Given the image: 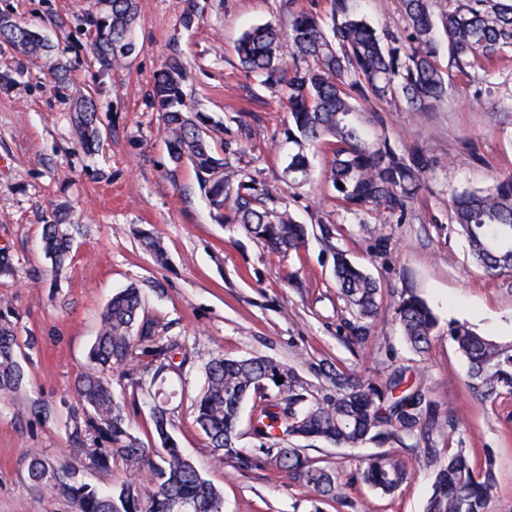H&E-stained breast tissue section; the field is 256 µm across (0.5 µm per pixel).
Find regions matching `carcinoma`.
Here are the masks:
<instances>
[{"label": "carcinoma", "mask_w": 512, "mask_h": 512, "mask_svg": "<svg viewBox=\"0 0 512 512\" xmlns=\"http://www.w3.org/2000/svg\"><path fill=\"white\" fill-rule=\"evenodd\" d=\"M107 10L94 21L92 50L107 70L121 66L137 49L134 27L138 0H106ZM401 22L379 30L357 0H332L326 15L288 9V25L265 23L246 29L236 44L241 66L277 94L288 112L286 136L297 147L284 167L283 182L300 188L310 182L307 147L328 144L332 159L325 179L336 201L349 214L387 211L402 220L419 194L432 163L424 148H394L379 131L381 120L367 115L362 102L373 97L405 102L424 112L444 100L452 75L488 82L512 54V0H399ZM0 40L22 57L41 58L53 50L37 31L0 13ZM447 44L448 68L440 63ZM290 47L284 59L283 44ZM187 65L171 53L156 79L153 102L162 114L171 162L193 167L210 211L244 232L271 253L286 255L305 243V229L280 206L266 184L246 168L233 165L214 148L224 142L223 123L191 108L184 88ZM78 145L89 150L101 138L91 94L75 102ZM450 220L465 236L471 255L491 279L512 277V177L483 190L452 195ZM82 225L69 210L55 208L41 228V248L52 267L71 258ZM326 247L336 251L340 294L356 315L345 337L350 350L364 345L370 321L379 313L382 289L361 266L352 263L322 230ZM395 322L413 350L428 352L437 319L411 291L391 303ZM448 336L468 363V388L480 403L512 394V343L485 338L465 323L448 326ZM22 348L9 325L0 326V397L14 396L25 383ZM133 360L143 362L148 389L157 397L146 438L130 427L125 397L113 387L114 371ZM193 355L176 336L160 334L145 315L140 288L130 285L112 295L87 363L74 383L85 420L67 426L74 448L86 445L88 431L106 439L110 450L91 451L86 467L112 473V461L125 466L118 488L99 490L81 482L74 467L58 465L37 450L27 454L31 486L69 500L73 512H171L181 501L190 512H223L222 489L204 477L179 447L169 401L185 392L183 377ZM313 382L266 356L214 357L204 383L191 396L194 421L214 455L242 471L271 468L305 484L314 494V512L325 501H347L341 473L310 458L291 440L321 441L355 448L368 438L380 443L414 439L406 451L435 467L425 512H490L494 476L491 464L476 468L462 448L453 415H441L427 398L423 383L406 370H381L369 377L328 358L313 365ZM177 377L179 384L170 381ZM283 382H278V379ZM252 448L239 446L241 410L247 400ZM371 489L391 494L410 479L407 462L390 451L360 462Z\"/></svg>", "instance_id": "cac0c4a2"}]
</instances>
